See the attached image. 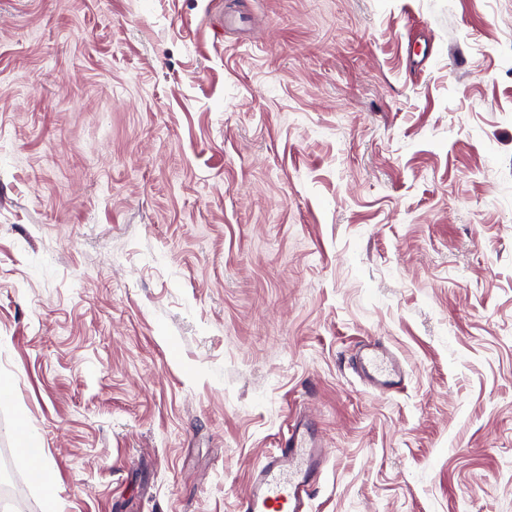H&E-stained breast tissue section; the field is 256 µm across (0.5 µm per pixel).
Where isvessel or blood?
<instances>
[{"label": "vessel or blood", "mask_w": 512, "mask_h": 512, "mask_svg": "<svg viewBox=\"0 0 512 512\" xmlns=\"http://www.w3.org/2000/svg\"><path fill=\"white\" fill-rule=\"evenodd\" d=\"M353 371L373 392L389 395L404 389L408 371L385 343L368 340L351 360ZM328 455L312 415L291 419L277 448L252 470L236 512H312V501L327 468Z\"/></svg>", "instance_id": "b4317fda"}]
</instances>
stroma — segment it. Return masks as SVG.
<instances>
[{
    "label": "stroma",
    "instance_id": "1",
    "mask_svg": "<svg viewBox=\"0 0 512 512\" xmlns=\"http://www.w3.org/2000/svg\"><path fill=\"white\" fill-rule=\"evenodd\" d=\"M236 2L0 0V512H512V0ZM351 368L375 394L402 391L408 371L400 356L385 343L370 339L354 355ZM324 446L314 417L297 414L278 448L252 470L236 512H311L328 463Z\"/></svg>",
    "mask_w": 512,
    "mask_h": 512
}]
</instances>
